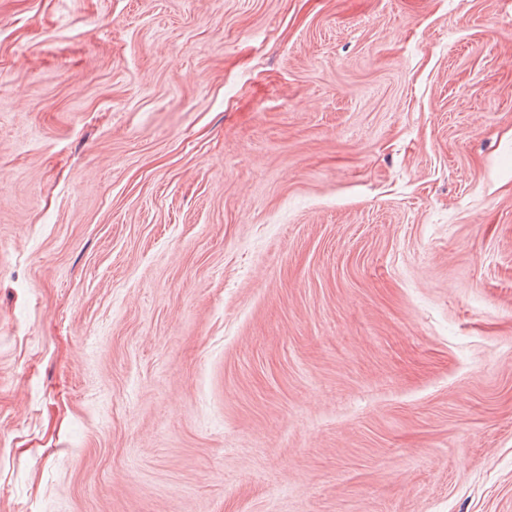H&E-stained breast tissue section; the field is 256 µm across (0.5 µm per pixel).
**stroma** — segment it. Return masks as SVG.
Masks as SVG:
<instances>
[{
    "instance_id": "stroma-1",
    "label": "stroma",
    "mask_w": 512,
    "mask_h": 512,
    "mask_svg": "<svg viewBox=\"0 0 512 512\" xmlns=\"http://www.w3.org/2000/svg\"><path fill=\"white\" fill-rule=\"evenodd\" d=\"M0 512H512V0H0Z\"/></svg>"
}]
</instances>
